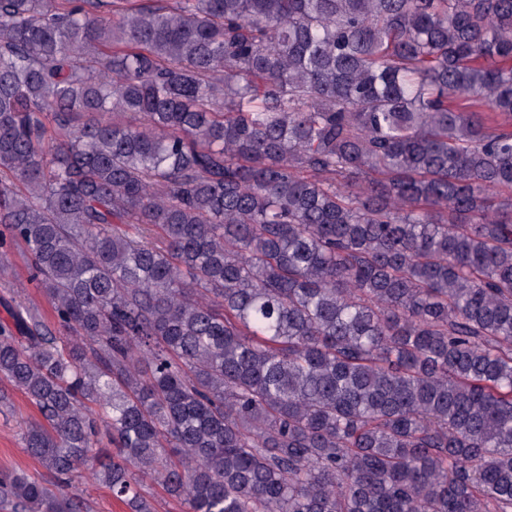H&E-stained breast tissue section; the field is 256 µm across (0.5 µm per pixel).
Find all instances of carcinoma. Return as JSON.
Wrapping results in <instances>:
<instances>
[{
  "label": "carcinoma",
  "mask_w": 512,
  "mask_h": 512,
  "mask_svg": "<svg viewBox=\"0 0 512 512\" xmlns=\"http://www.w3.org/2000/svg\"><path fill=\"white\" fill-rule=\"evenodd\" d=\"M16 244L0 512H512V0H0ZM29 271L20 255L18 249L13 248L12 269L5 281L0 282V321L8 319V314L5 309L6 301L8 303L13 299V294L10 289L13 288L15 281H22L27 285V294L31 304L39 308V311L51 328L57 327L52 306L47 297L42 293L40 288H36L35 283H28ZM11 401V407L0 412V471L20 470L49 480L46 469L23 448L21 439L23 422L37 419L39 414L20 392H15ZM81 476L77 479V485L83 491V496L89 499L94 512H128L122 502L112 498L107 488L85 478V474ZM144 490L146 495L154 500L157 512H182L183 507L180 503L170 498L158 484L147 481Z\"/></svg>",
  "instance_id": "1"
}]
</instances>
